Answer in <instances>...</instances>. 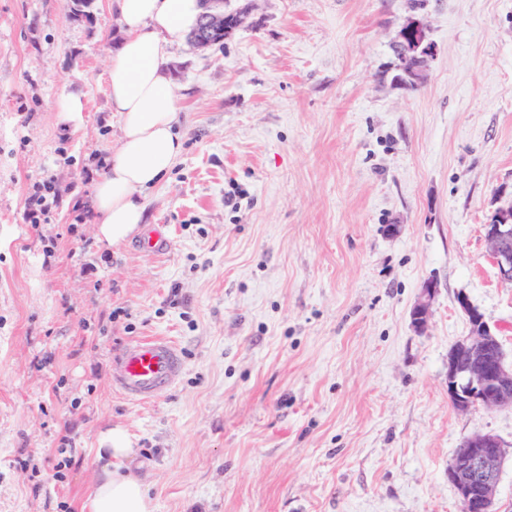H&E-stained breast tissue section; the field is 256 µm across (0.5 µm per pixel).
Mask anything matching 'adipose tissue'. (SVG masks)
<instances>
[{
  "label": "adipose tissue",
  "instance_id": "obj_1",
  "mask_svg": "<svg viewBox=\"0 0 512 512\" xmlns=\"http://www.w3.org/2000/svg\"><path fill=\"white\" fill-rule=\"evenodd\" d=\"M123 37L111 54L106 84L111 108L121 121L118 145L105 159L92 205L98 238L115 246L146 221L144 191L158 187L184 151L176 132L177 97L164 70L167 47L193 28L199 0H112ZM98 449L95 489L82 512H154L141 479L124 471L136 453L127 431L113 427Z\"/></svg>",
  "mask_w": 512,
  "mask_h": 512
}]
</instances>
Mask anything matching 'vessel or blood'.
I'll list each match as a JSON object with an SVG mask.
<instances>
[{
	"label": "vessel or blood",
	"instance_id": "vessel-or-blood-1",
	"mask_svg": "<svg viewBox=\"0 0 512 512\" xmlns=\"http://www.w3.org/2000/svg\"><path fill=\"white\" fill-rule=\"evenodd\" d=\"M184 365L182 351L168 339H138L113 360L112 381L130 399H151L181 377Z\"/></svg>",
	"mask_w": 512,
	"mask_h": 512
}]
</instances>
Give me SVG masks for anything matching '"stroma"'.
I'll return each mask as SVG.
<instances>
[{"label":"stroma","mask_w":512,"mask_h":512,"mask_svg":"<svg viewBox=\"0 0 512 512\" xmlns=\"http://www.w3.org/2000/svg\"><path fill=\"white\" fill-rule=\"evenodd\" d=\"M226 6L247 18L224 44L168 50L184 152L145 194L169 240L150 255L99 242L89 217L120 136L108 0L86 18L0 0V512H80L117 425L155 512H457L448 465L477 432L505 447L512 506V407L448 398L458 295L512 359V283L484 236L512 203V0H425L437 55L413 89L391 49L411 0ZM67 93L82 122L63 120ZM46 179L60 200L33 225ZM155 336L182 377L127 399L112 360ZM59 192L51 180L33 187L25 200L27 217L31 224H41L49 218L52 206L58 202ZM438 291L437 281L431 279L424 283L421 297L411 311V324L417 331H424L430 318V302Z\"/></svg>","instance_id":"obj_1"}]
</instances>
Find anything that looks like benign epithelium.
Returning <instances> with one entry per match:
<instances>
[{
    "mask_svg": "<svg viewBox=\"0 0 512 512\" xmlns=\"http://www.w3.org/2000/svg\"><path fill=\"white\" fill-rule=\"evenodd\" d=\"M244 19L243 12L231 20L225 18L224 0H202V13L191 41L198 48H209L230 37ZM392 47L397 58L395 81L401 85L420 83L436 56L423 17H407ZM484 235L500 278L512 283L511 205L497 208L487 218ZM437 291V281L424 283L411 311V324L416 330L426 329L430 302ZM457 302L468 317L470 332L448 351V398L452 406L458 411L512 406V364L507 362L499 336L466 297H457ZM505 459L503 443L493 434L475 433L464 441L448 466V481L455 488L462 512H502L496 507V490Z\"/></svg>",
    "mask_w": 512,
    "mask_h": 512,
    "instance_id": "obj_1",
    "label": "benign epithelium"
}]
</instances>
